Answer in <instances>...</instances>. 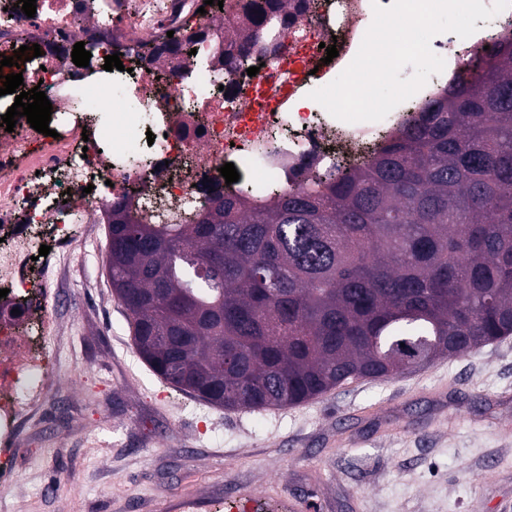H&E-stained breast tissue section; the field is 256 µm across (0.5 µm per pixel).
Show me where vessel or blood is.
I'll list each match as a JSON object with an SVG mask.
<instances>
[{"label":"vessel or blood","instance_id":"1","mask_svg":"<svg viewBox=\"0 0 512 512\" xmlns=\"http://www.w3.org/2000/svg\"><path fill=\"white\" fill-rule=\"evenodd\" d=\"M225 512H314L312 496L288 494L279 484L255 487L253 483L233 484L221 493L198 497H183L167 501L166 512H215L216 508Z\"/></svg>","mask_w":512,"mask_h":512}]
</instances>
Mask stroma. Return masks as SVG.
Listing matches in <instances>:
<instances>
[{
    "mask_svg": "<svg viewBox=\"0 0 512 512\" xmlns=\"http://www.w3.org/2000/svg\"><path fill=\"white\" fill-rule=\"evenodd\" d=\"M107 243L68 264L60 367L0 476V512H157L239 481L312 493L316 512H512V336L301 405L227 411L139 358Z\"/></svg>",
    "mask_w": 512,
    "mask_h": 512,
    "instance_id": "1",
    "label": "stroma"
}]
</instances>
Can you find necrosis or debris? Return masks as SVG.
I'll return each mask as SVG.
<instances>
[{
	"label": "necrosis or debris",
	"mask_w": 512,
	"mask_h": 512,
	"mask_svg": "<svg viewBox=\"0 0 512 512\" xmlns=\"http://www.w3.org/2000/svg\"><path fill=\"white\" fill-rule=\"evenodd\" d=\"M376 1L392 3L309 0L267 28L278 50L262 55L259 73L244 79L219 63L230 48L224 27L237 21L239 0H224L219 15L198 13L196 0H36L31 18L15 0H0V57L39 45L41 56L24 64L22 88L41 87L53 106L50 134L21 117L0 139V226L11 229L0 243V284L9 286L10 298L32 296L42 307L36 347L0 355V442H17L25 414L59 366L55 316L43 308L52 293L36 288L30 275L43 225H52L59 245L69 248L74 225L106 223L124 196L143 223L193 224L211 192L233 194L245 183L250 201L260 203L270 183L355 165L440 94L464 57L489 43L478 32L434 36L443 73L381 121L347 123L318 104L297 111L300 98L353 60ZM80 41L92 54L85 67L70 54ZM143 41L157 49L155 62L138 60L134 46ZM330 45L336 58L327 56ZM116 52L124 53L125 70H104L106 56ZM77 95L94 113L75 110ZM133 148L145 166L128 164ZM227 163L240 182L221 176Z\"/></svg>",
	"instance_id": "1"
}]
</instances>
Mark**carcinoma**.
I'll list each match as a JSON object with an SVG mask.
<instances>
[{
  "label": "carcinoma",
  "mask_w": 512,
  "mask_h": 512,
  "mask_svg": "<svg viewBox=\"0 0 512 512\" xmlns=\"http://www.w3.org/2000/svg\"><path fill=\"white\" fill-rule=\"evenodd\" d=\"M290 0H242L240 70ZM107 273L139 357L227 410L297 405L512 334V39L464 63L363 165L196 224L113 203Z\"/></svg>",
  "instance_id": "cac0c4a2"
}]
</instances>
